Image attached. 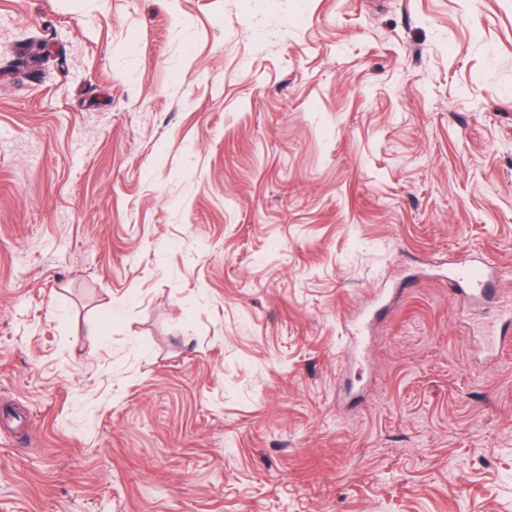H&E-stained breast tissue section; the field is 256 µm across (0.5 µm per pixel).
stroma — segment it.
Returning <instances> with one entry per match:
<instances>
[{
	"mask_svg": "<svg viewBox=\"0 0 512 512\" xmlns=\"http://www.w3.org/2000/svg\"><path fill=\"white\" fill-rule=\"evenodd\" d=\"M503 299L512 0H0V512H512ZM492 264L484 259H469L448 266V280L459 288L456 290L473 298H480L490 294V270Z\"/></svg>",
	"mask_w": 512,
	"mask_h": 512,
	"instance_id": "stroma-1",
	"label": "stroma"
}]
</instances>
